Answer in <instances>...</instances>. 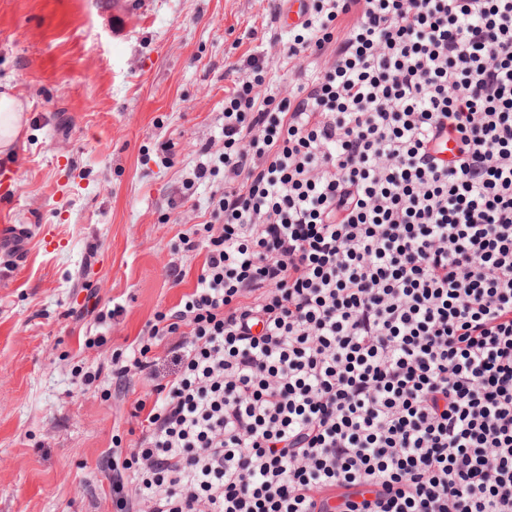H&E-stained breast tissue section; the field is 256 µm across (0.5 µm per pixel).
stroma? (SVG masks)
Returning <instances> with one entry per match:
<instances>
[{"label": "stroma", "instance_id": "35a3bbf8", "mask_svg": "<svg viewBox=\"0 0 512 512\" xmlns=\"http://www.w3.org/2000/svg\"><path fill=\"white\" fill-rule=\"evenodd\" d=\"M277 0H0V92L27 105L0 215L27 227L0 252V512H119L113 447L152 384L115 355L193 287L179 236L209 218L224 96L247 59L296 73ZM187 272L173 285L171 266Z\"/></svg>", "mask_w": 512, "mask_h": 512}]
</instances>
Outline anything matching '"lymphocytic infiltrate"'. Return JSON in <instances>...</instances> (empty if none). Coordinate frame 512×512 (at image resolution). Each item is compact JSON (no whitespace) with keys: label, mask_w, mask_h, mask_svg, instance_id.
Here are the masks:
<instances>
[{"label":"lymphocytic infiltrate","mask_w":512,"mask_h":512,"mask_svg":"<svg viewBox=\"0 0 512 512\" xmlns=\"http://www.w3.org/2000/svg\"><path fill=\"white\" fill-rule=\"evenodd\" d=\"M287 56L224 98L112 458L139 512H512V0H311Z\"/></svg>","instance_id":"obj_1"}]
</instances>
